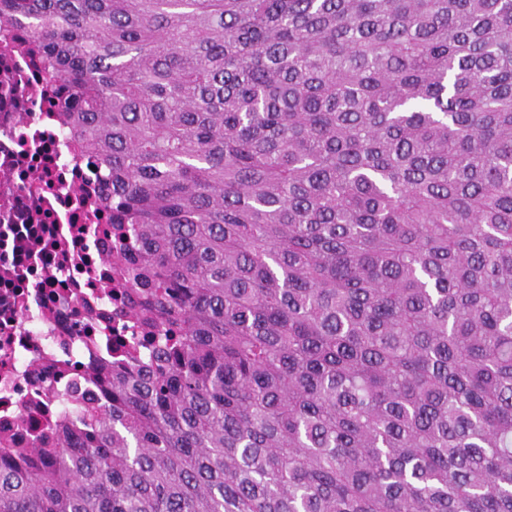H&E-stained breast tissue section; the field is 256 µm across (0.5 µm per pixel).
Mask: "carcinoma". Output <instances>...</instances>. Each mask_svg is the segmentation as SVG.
<instances>
[{"label":"carcinoma","mask_w":512,"mask_h":512,"mask_svg":"<svg viewBox=\"0 0 512 512\" xmlns=\"http://www.w3.org/2000/svg\"><path fill=\"white\" fill-rule=\"evenodd\" d=\"M72 89L140 336L0 512H512V0H0Z\"/></svg>","instance_id":"1"}]
</instances>
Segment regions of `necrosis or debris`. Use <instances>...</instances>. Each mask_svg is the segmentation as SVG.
Listing matches in <instances>:
<instances>
[{"label": "necrosis or debris", "mask_w": 512, "mask_h": 512, "mask_svg": "<svg viewBox=\"0 0 512 512\" xmlns=\"http://www.w3.org/2000/svg\"><path fill=\"white\" fill-rule=\"evenodd\" d=\"M59 83L24 31L0 27V449L47 446L102 402L92 373L133 331L110 286L102 171L64 131Z\"/></svg>", "instance_id": "1"}]
</instances>
